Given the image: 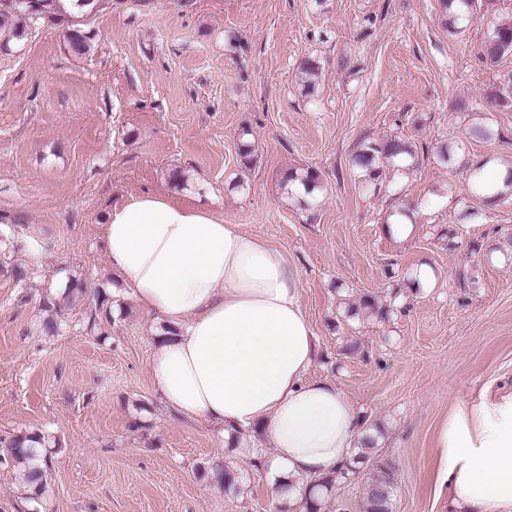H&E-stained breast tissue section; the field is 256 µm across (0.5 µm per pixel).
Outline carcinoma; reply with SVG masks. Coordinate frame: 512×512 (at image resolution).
Wrapping results in <instances>:
<instances>
[{
  "label": "carcinoma",
  "instance_id": "obj_1",
  "mask_svg": "<svg viewBox=\"0 0 512 512\" xmlns=\"http://www.w3.org/2000/svg\"><path fill=\"white\" fill-rule=\"evenodd\" d=\"M80 12L66 15L60 8V0H33L32 7H6L0 5V48L9 46L13 40H21L26 29L38 24H53L63 27L69 46L77 54H84L90 47L91 36L82 29L81 18L96 8L97 0H77ZM477 0H441L446 12L448 28L456 30L467 22L474 10ZM512 54V21L493 22L489 25L483 45V57L489 63H495L506 55ZM413 157L408 144L394 137L382 143L370 144L358 153L354 163L368 178L373 179L379 174V164L387 163L410 168L408 159ZM482 167L471 170L468 176V190L471 196L484 198L488 194L482 174ZM288 188L296 185L302 187L304 193H312L320 184V175L313 169L301 173L290 172L284 180ZM41 442V436L30 433L14 435L8 443L12 461L24 467L26 482L40 491L46 483V471L37 466L32 467L29 461L35 456L32 443ZM367 512H389V501L393 485L392 471L388 465L379 463L372 469L367 478Z\"/></svg>",
  "mask_w": 512,
  "mask_h": 512
}]
</instances>
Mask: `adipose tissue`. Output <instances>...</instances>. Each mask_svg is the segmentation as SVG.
Returning a JSON list of instances; mask_svg holds the SVG:
<instances>
[{
  "instance_id": "adipose-tissue-1",
  "label": "adipose tissue",
  "mask_w": 512,
  "mask_h": 512,
  "mask_svg": "<svg viewBox=\"0 0 512 512\" xmlns=\"http://www.w3.org/2000/svg\"><path fill=\"white\" fill-rule=\"evenodd\" d=\"M137 303L175 326L151 373L167 407L221 436L262 428L272 479L336 474L361 437L351 401L309 372L318 338L287 254L213 212L145 193L102 227ZM436 483L453 512H512V393L480 390L440 422Z\"/></svg>"
}]
</instances>
